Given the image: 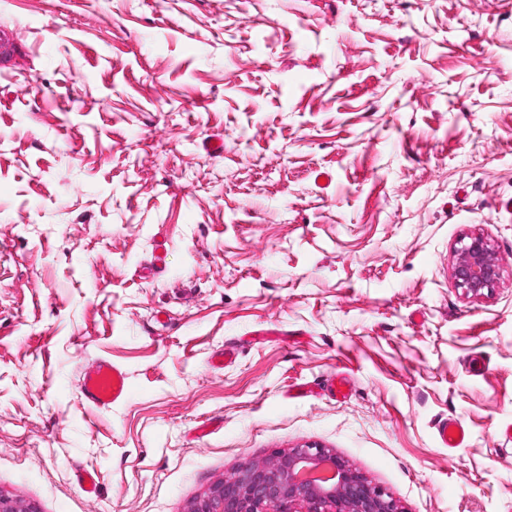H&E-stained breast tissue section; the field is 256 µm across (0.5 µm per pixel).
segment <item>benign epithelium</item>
Listing matches in <instances>:
<instances>
[{
  "label": "benign epithelium",
  "instance_id": "obj_1",
  "mask_svg": "<svg viewBox=\"0 0 512 512\" xmlns=\"http://www.w3.org/2000/svg\"><path fill=\"white\" fill-rule=\"evenodd\" d=\"M452 276L459 288L480 296L499 277L496 251L481 234L460 240ZM305 512H402L399 502L329 448L305 445L277 451L214 483L185 512H275L284 504Z\"/></svg>",
  "mask_w": 512,
  "mask_h": 512
}]
</instances>
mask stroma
Listing matches in <instances>:
<instances>
[{
    "label": "stroma",
    "instance_id": "35a3bbf8",
    "mask_svg": "<svg viewBox=\"0 0 512 512\" xmlns=\"http://www.w3.org/2000/svg\"><path fill=\"white\" fill-rule=\"evenodd\" d=\"M2 27L0 495L184 512L317 444L404 512H512V0H0ZM96 358L128 376L102 409ZM456 250L452 276L464 293L480 296L493 288L499 277L496 251L490 241L480 234H469L460 240ZM128 377L112 362L99 359L80 371L79 388L85 401L94 408H105L126 398ZM437 435L442 448H457L465 442L467 431L460 420L447 418L438 423Z\"/></svg>",
    "mask_w": 512,
    "mask_h": 512
}]
</instances>
